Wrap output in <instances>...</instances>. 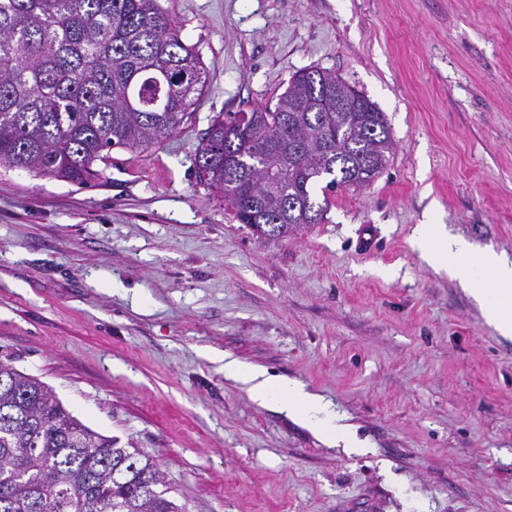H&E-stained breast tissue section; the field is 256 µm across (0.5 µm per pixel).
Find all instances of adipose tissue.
Segmentation results:
<instances>
[{
  "label": "adipose tissue",
  "instance_id": "adipose-tissue-1",
  "mask_svg": "<svg viewBox=\"0 0 512 512\" xmlns=\"http://www.w3.org/2000/svg\"><path fill=\"white\" fill-rule=\"evenodd\" d=\"M413 244L428 263L456 275L500 335L512 338V256L493 251L472 256L469 243L449 235L441 224L417 225ZM224 375L244 385L260 403L276 404L287 414L302 418L328 440L339 436L330 404L303 385L245 369L229 357L224 360Z\"/></svg>",
  "mask_w": 512,
  "mask_h": 512
}]
</instances>
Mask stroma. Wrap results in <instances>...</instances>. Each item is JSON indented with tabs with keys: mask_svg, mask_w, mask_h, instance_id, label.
Returning a JSON list of instances; mask_svg holds the SVG:
<instances>
[{
	"mask_svg": "<svg viewBox=\"0 0 512 512\" xmlns=\"http://www.w3.org/2000/svg\"><path fill=\"white\" fill-rule=\"evenodd\" d=\"M206 88L86 186L0 173V361L155 457L188 512H512V339L411 245L512 255V0H158ZM328 70L385 112L382 173L269 239L196 176L218 113ZM371 234L374 246L359 242ZM329 401L362 453L224 375Z\"/></svg>",
	"mask_w": 512,
	"mask_h": 512,
	"instance_id": "35a3bbf8",
	"label": "stroma"
}]
</instances>
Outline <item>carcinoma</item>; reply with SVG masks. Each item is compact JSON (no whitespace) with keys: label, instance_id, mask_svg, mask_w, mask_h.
Wrapping results in <instances>:
<instances>
[{"label":"carcinoma","instance_id":"obj_1","mask_svg":"<svg viewBox=\"0 0 512 512\" xmlns=\"http://www.w3.org/2000/svg\"><path fill=\"white\" fill-rule=\"evenodd\" d=\"M205 86L199 52L157 0H0L1 169L84 185L112 148L176 133ZM340 87L334 73L303 69L247 122L216 116L197 147L199 181L264 237L321 223L328 193L374 181L393 146L385 113L365 96L336 110ZM169 493L152 456L86 426L40 379L0 362V512H185Z\"/></svg>","mask_w":512,"mask_h":512}]
</instances>
